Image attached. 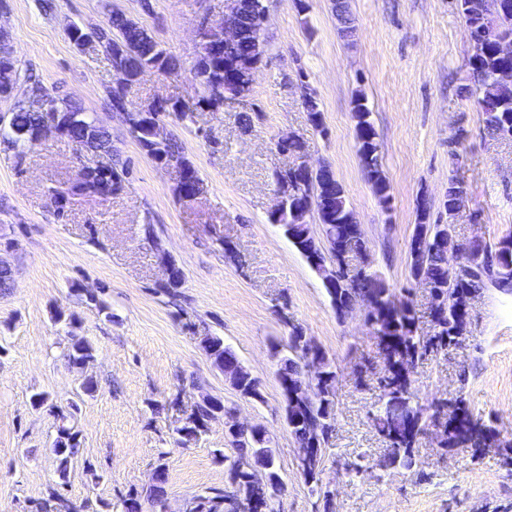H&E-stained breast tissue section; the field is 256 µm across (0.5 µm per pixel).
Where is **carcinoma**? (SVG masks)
Returning a JSON list of instances; mask_svg holds the SVG:
<instances>
[{"label": "carcinoma", "instance_id": "1", "mask_svg": "<svg viewBox=\"0 0 512 512\" xmlns=\"http://www.w3.org/2000/svg\"><path fill=\"white\" fill-rule=\"evenodd\" d=\"M460 14L463 18L480 26L497 29L512 34V0H459ZM334 11L339 24V32L347 36L355 31V19L344 0H335ZM101 47L112 61L120 86L135 82L147 75L161 70L170 71L177 67L176 60L160 45L158 41L137 21L119 11H111L106 19V32L102 36ZM471 70L480 69L483 76L475 83L471 92L478 110L482 113L484 129L493 137H499L498 126L505 120H512V88L499 85L493 76L495 60L491 44L482 45L480 52L470 56ZM192 81L204 91L199 100V107L212 112L224 106V53H213L207 47L199 50L190 69ZM23 86L26 93L50 95L44 83L30 69L22 64H13L0 56V99H10L17 86ZM364 95L355 99L357 108L363 109L356 116V139H361V132L366 130L372 135L368 143L370 160L363 158V151H358L362 168L373 188L380 193L390 195V185L383 171L382 157L378 133L370 118V111L365 109ZM55 108L60 112H71L89 122L88 115L82 106L68 96L56 97ZM42 113L28 112L24 108L14 106L11 110V125L18 131H33L41 121ZM83 126H78L69 135L76 151L91 155V161H100L106 174L100 178L90 177V166L79 169L77 178L65 189H54L52 195L56 201L57 215H66L71 197L75 195L95 196L102 200L123 188L126 169L112 162V143L110 133L104 126L97 128L90 139L82 138ZM136 141L147 156L156 159L161 155L178 158L189 172L188 192H194V184L201 181L198 170L184 157L176 135L159 146H154L142 132L135 136ZM310 211L316 212L320 224V233L325 241L336 246L330 252L329 260L336 265L338 275L336 287L325 285V290L335 310L336 317L344 319V310L351 307L365 287L374 283L376 295L381 297V308L386 317L377 326L382 334L379 342L384 354V377L378 383L381 392L380 406L372 416L377 434L388 440L394 448L389 461L393 465L410 469L415 464V450L430 416L443 418L445 431V447L447 452L459 449L479 458L487 448L498 450L501 462L505 466L512 465V441L501 433L491 420L477 416L470 408L465 395H460L450 402L433 400L423 405L420 403L419 389L414 374L406 369L408 360L420 363L428 357L448 351L457 346L455 329L458 313L454 301L455 293L465 290L476 297H481L488 289L493 288L501 293L512 290V237H506L495 246L484 245L479 248L480 261L469 278L459 282L455 277L448 258V251L435 248L434 232L426 223L431 206L422 200L418 206L421 216L411 235V243L418 248H410L408 265L411 277L419 276L435 285L444 294V299L431 308V330L425 332L418 325V319L410 300L400 299L384 279L371 270V261H365L358 268L355 259L361 258L368 249V243L359 224L349 223L351 207L343 188L330 169H324L312 180L310 189ZM284 233L305 258L319 251L317 239L310 235L306 224L290 223L283 225ZM305 333L296 325H291L288 333V354L280 358L278 372L279 382L285 397L284 414L288 420L294 441L299 448L310 447L306 430L294 422V415L316 417L325 426L326 438H332L336 430L335 402L330 397L324 398V405L317 407L294 403L290 395L289 385L297 384L300 367V352L303 351ZM201 345L213 360V363L224 372L235 387L239 397L244 399H261L258 382L251 372L242 364L236 354L224 346L223 339L217 336H206ZM67 357L76 366H81L93 358L92 345L84 340H76ZM390 390H404L416 405V422L412 425L402 423L398 416L389 409L385 396ZM214 405L209 403L194 404L183 409L184 425L190 432V438L207 428V422ZM61 424L57 427L56 438L51 452L58 462L59 483L47 494L34 501L35 512H76V506L62 493L61 488L67 485L69 464L78 453L80 442L78 433L67 423V417L58 413ZM237 456L228 465L226 484L222 488H208L195 495L189 512H238L239 501L250 498L264 501L274 493L273 485L264 479L267 474H279L275 463L274 451L269 439L252 436H235L230 439ZM326 450H321L315 464L316 471L304 475L306 484L311 491L323 493L319 485V474L323 471ZM249 467L247 471L239 470L240 464ZM157 479L147 492V500L156 508L163 509L164 485L167 483V472L164 466L155 468ZM123 512H143L141 493L129 490L121 498Z\"/></svg>", "mask_w": 512, "mask_h": 512}]
</instances>
